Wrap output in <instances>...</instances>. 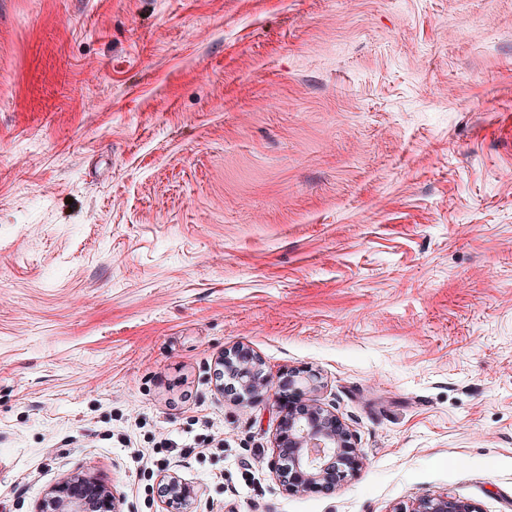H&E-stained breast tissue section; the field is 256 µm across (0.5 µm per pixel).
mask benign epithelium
Masks as SVG:
<instances>
[{"instance_id": "1", "label": "benign epithelium", "mask_w": 512, "mask_h": 512, "mask_svg": "<svg viewBox=\"0 0 512 512\" xmlns=\"http://www.w3.org/2000/svg\"><path fill=\"white\" fill-rule=\"evenodd\" d=\"M221 390L239 400L254 401L270 387L262 361L238 347L224 352L214 370ZM319 377L290 371L277 382L280 416L275 435L277 453L269 462L289 494L330 490L362 465L363 455L349 427L313 398ZM167 512H191L194 489L175 476L162 485ZM115 490L89 471L70 475L47 490L35 512H120ZM407 512H479L469 501L446 494L424 497Z\"/></svg>"}]
</instances>
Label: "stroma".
<instances>
[{
	"label": "stroma",
	"instance_id": "35a3bbf8",
	"mask_svg": "<svg viewBox=\"0 0 512 512\" xmlns=\"http://www.w3.org/2000/svg\"><path fill=\"white\" fill-rule=\"evenodd\" d=\"M238 345L359 471L282 490ZM82 470L122 512H512V0H0V512ZM214 370L216 381L227 375L228 383H220L223 392L236 396L239 400L254 401L267 391L271 383L265 374L262 361L244 347L224 351ZM162 485L167 512H192V500L195 497L194 489L183 483L175 476L167 477ZM407 512H480L474 503L448 494L424 497L412 504Z\"/></svg>",
	"mask_w": 512,
	"mask_h": 512
}]
</instances>
